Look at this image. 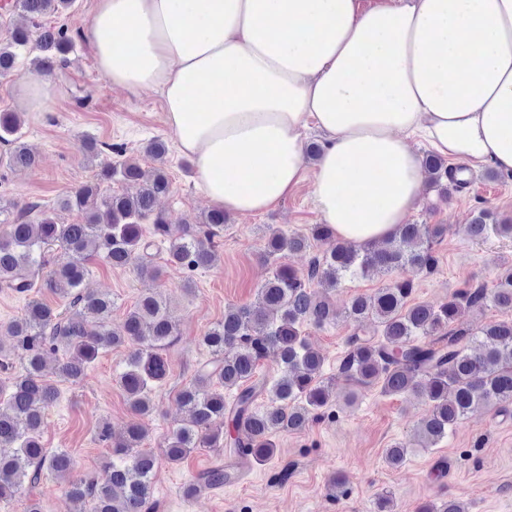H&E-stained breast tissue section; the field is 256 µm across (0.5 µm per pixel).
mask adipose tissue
<instances>
[{
  "mask_svg": "<svg viewBox=\"0 0 512 512\" xmlns=\"http://www.w3.org/2000/svg\"><path fill=\"white\" fill-rule=\"evenodd\" d=\"M85 36L112 85L160 91L201 193L230 213L308 180L323 223L364 244L420 201L413 137L512 172V0H98Z\"/></svg>",
  "mask_w": 512,
  "mask_h": 512,
  "instance_id": "ef3b65f1",
  "label": "adipose tissue"
}]
</instances>
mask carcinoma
<instances>
[{
    "instance_id": "cac0c4a2",
    "label": "carcinoma",
    "mask_w": 512,
    "mask_h": 512,
    "mask_svg": "<svg viewBox=\"0 0 512 512\" xmlns=\"http://www.w3.org/2000/svg\"><path fill=\"white\" fill-rule=\"evenodd\" d=\"M75 0H16L14 8L33 19L61 14ZM74 43L64 27L16 28L0 41V75L17 69L20 60L36 52L42 73L55 74L68 67ZM22 120L16 112H0V143L10 147L7 163L25 169L34 156L20 143ZM166 145L153 139L145 153L158 166L146 173L138 162L105 165L97 180L77 189L63 202V209L85 214L81 224H65L54 212L28 203L0 205V288L18 294L33 288V277L45 265V250L58 246L69 260L52 270L46 285L69 301L60 312L32 298L23 316L7 328L9 345L0 340V370H11L10 358L22 360V369L9 376L0 389V501L15 499L25 487L54 475L68 481L67 495L79 505L76 512H152V479L159 459L184 460L197 448L244 451L258 462L272 458L273 437L281 431L303 429L315 412L333 402L332 383L323 377L324 357L304 332L307 324L324 325L336 319V309L326 297L309 288L317 280L334 288L346 279L370 278L410 265L432 270L431 240L443 234L440 224H401L391 235L362 245L336 239L328 224H315L310 233H287L267 226L262 259L275 263L271 277L258 289L257 302L224 310V320L208 329L201 341L211 360L180 390L178 399L189 412L187 423L174 428L156 451L144 447V425L131 424L116 435L104 425L99 441L112 449L101 476L73 479L69 452H50L41 441L45 411L58 398L55 380L83 381L99 354L130 347L126 367L118 376L131 410L146 416L152 410L153 390L169 376L163 351L176 340V322L167 305L153 295L142 296L128 311L122 329H112V298L82 290L86 263L101 258L113 268L143 262L154 238L167 244L166 261L172 266L196 270L214 265L213 237L224 229L227 215L213 208L203 223L177 227L154 206L169 194L171 182L164 168ZM428 180L441 193L464 187L445 160L435 154L424 159ZM139 185L134 195L101 191V184L115 177ZM468 232L476 239L512 235V224L502 223L488 208L473 212ZM329 247L314 258L304 274L282 264L289 253L312 248V242ZM413 282L395 281L369 296L354 297L345 309L357 325L351 348L339 373L364 387L377 386L385 395L422 393L428 414L416 429L425 446L448 436L463 418L476 416L491 406L512 404V321L480 327L475 332L453 328L462 311L479 308L490 299L495 306L512 310V266L504 268L496 288L470 286L452 293L448 301L433 306L411 300ZM372 321L378 340L362 336L364 323ZM275 350L280 374L268 385L254 380L259 360ZM235 391L228 403L224 391ZM268 394L259 407L258 395ZM407 446L392 445L386 461L402 465ZM235 472L218 464L188 483V491L200 486L228 483Z\"/></svg>"
}]
</instances>
